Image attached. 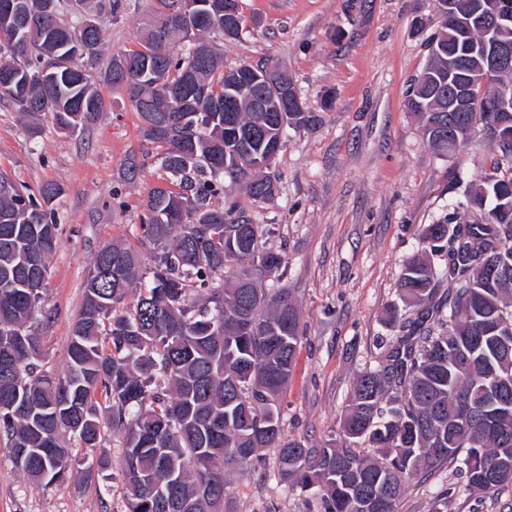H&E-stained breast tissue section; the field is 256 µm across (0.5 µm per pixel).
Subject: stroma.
Listing matches in <instances>:
<instances>
[{
	"label": "stroma",
	"mask_w": 512,
	"mask_h": 512,
	"mask_svg": "<svg viewBox=\"0 0 512 512\" xmlns=\"http://www.w3.org/2000/svg\"><path fill=\"white\" fill-rule=\"evenodd\" d=\"M82 8L103 33L101 71L112 54L139 49L159 2L122 0L115 16L99 0ZM438 12V0H242L241 33L215 43L225 69L259 61L284 69L307 111L321 115L315 128L286 129L272 199L254 201L229 181L223 195L262 226L263 248L288 261L282 282L304 335L283 396V433L309 448L338 436L356 375L376 365L382 338L398 335L389 310L400 304L397 278L420 249L423 227L443 218L449 200H464L494 162L478 131L454 155L440 154L408 107ZM96 89L104 110L75 134L0 103V174L35 199L45 184L62 189L52 211L60 244L31 322L43 339L42 364L60 378L95 252L118 241L148 254L139 229L146 193L168 180L124 92L104 82ZM132 157L140 170L131 180ZM123 452L121 433L104 427L100 448H73L66 479L45 485L16 470L0 438V512H123L120 474L97 467ZM224 481L230 512H323L317 496L279 484L271 448ZM456 482L448 467L416 477L399 512H433L440 496L447 512H512V485L467 496Z\"/></svg>",
	"instance_id": "1"
}]
</instances>
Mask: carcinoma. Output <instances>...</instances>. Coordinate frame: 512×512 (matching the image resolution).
Listing matches in <instances>:
<instances>
[{
	"instance_id": "obj_1",
	"label": "carcinoma",
	"mask_w": 512,
	"mask_h": 512,
	"mask_svg": "<svg viewBox=\"0 0 512 512\" xmlns=\"http://www.w3.org/2000/svg\"><path fill=\"white\" fill-rule=\"evenodd\" d=\"M20 2L24 27L0 20V101L61 130L85 127L104 110L94 69L101 30L79 17V0ZM224 2L210 0L203 13L210 41L224 38ZM195 22L194 13L159 11L142 48L112 56L103 72L118 86L119 69L161 62L166 82L151 77L123 91L143 134L162 148L156 160L172 181L147 193L140 228L148 269L118 243L97 250L62 379L39 364L41 337L28 326L42 295L31 275L46 281L58 246L51 211L62 189L48 184L33 200L0 176L9 188L0 190V436L13 465L49 484L70 471L61 433L98 447L100 396L123 434L124 512H224V473L252 467L261 448L278 450L279 482L315 491L324 512H398L411 479L446 465L469 493L511 485L512 413L497 407L489 418L481 410L493 386L512 403V245L504 246L512 242V143H496L498 113L443 112L435 87L413 83L408 106L433 146L453 154L479 129L494 153L492 172L467 203H449L441 222L423 228L421 249L402 264L397 294L407 308L432 301L436 283L446 280L443 300L431 316L401 323L406 334L356 375L342 435L307 448L283 438L281 421L280 397L302 335L296 302L281 283L285 258L262 248L261 225L214 201L226 176L245 182L255 201L273 197L263 170L283 144V129L269 119L275 93L250 97L236 78L242 68L226 74L215 50L200 53ZM87 27L94 49L86 62L73 61L64 43ZM436 39L431 80L445 92L467 84L483 62L482 34L448 25ZM181 41L189 46L175 58L169 46ZM467 41L476 53L450 79L448 55ZM192 82L209 84L210 98L179 92ZM504 88L512 104V71L494 74L471 96L481 103ZM319 122L317 112L287 113L289 127ZM464 205L487 213L463 224ZM364 444L374 455L360 454ZM489 469L497 472L493 485L483 480Z\"/></svg>"
}]
</instances>
